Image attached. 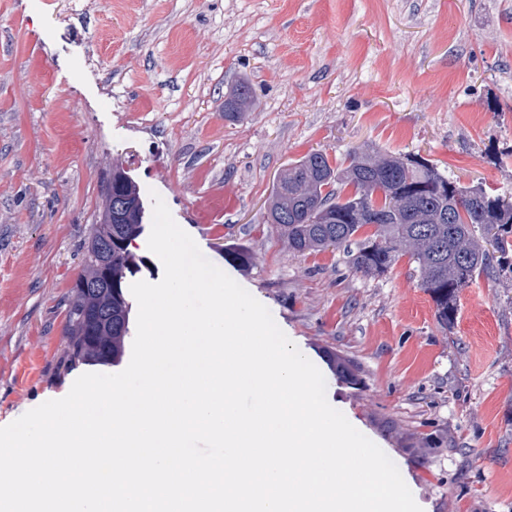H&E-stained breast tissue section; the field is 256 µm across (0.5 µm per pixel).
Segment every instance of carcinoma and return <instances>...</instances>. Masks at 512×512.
I'll use <instances>...</instances> for the list:
<instances>
[{"label":"carcinoma","mask_w":512,"mask_h":512,"mask_svg":"<svg viewBox=\"0 0 512 512\" xmlns=\"http://www.w3.org/2000/svg\"><path fill=\"white\" fill-rule=\"evenodd\" d=\"M113 191L138 210L133 183ZM109 216L107 204L84 244L83 273L68 302L66 353L73 365L117 362L130 332L126 280L143 265L135 252L140 225L111 224ZM268 221L297 253L356 245L350 264L364 277L384 274L409 254L445 329L456 320L460 292L477 276L492 267L512 272V201L481 187H461L407 154L365 150L339 169L326 154L309 152L282 173ZM369 225L373 233L357 239ZM108 239L110 252L102 248ZM327 361L347 383H358L351 361L333 352Z\"/></svg>","instance_id":"carcinoma-1"}]
</instances>
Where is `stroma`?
I'll use <instances>...</instances> for the list:
<instances>
[{"label": "stroma", "instance_id": "stroma-1", "mask_svg": "<svg viewBox=\"0 0 512 512\" xmlns=\"http://www.w3.org/2000/svg\"><path fill=\"white\" fill-rule=\"evenodd\" d=\"M240 81L257 106L230 120ZM369 147L512 199V0H0V426L88 371L64 361L67 304L117 166L269 309L422 512H512V273L464 288L446 330L409 257L366 278L267 222L288 165Z\"/></svg>", "mask_w": 512, "mask_h": 512}]
</instances>
